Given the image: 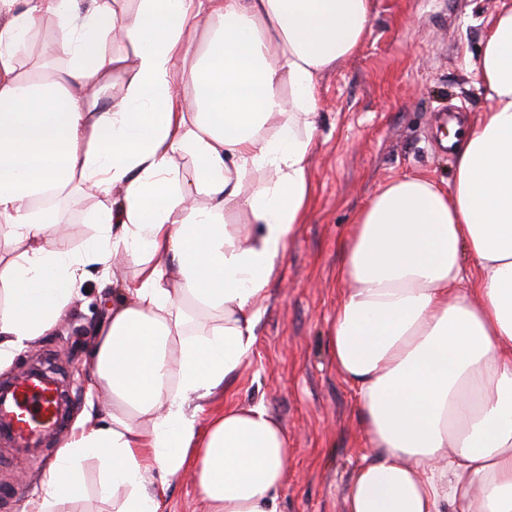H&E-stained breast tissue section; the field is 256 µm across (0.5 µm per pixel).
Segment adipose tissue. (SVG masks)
<instances>
[{"label":"adipose tissue","instance_id":"ef3b65f1","mask_svg":"<svg viewBox=\"0 0 512 512\" xmlns=\"http://www.w3.org/2000/svg\"><path fill=\"white\" fill-rule=\"evenodd\" d=\"M371 0H0V365L53 330L87 267L120 300L89 390L112 401L47 469L35 512H63L96 457L113 512H159L152 472L194 468L210 512H280L288 437L260 404L197 429L251 356L288 239L311 204L324 72L358 49ZM54 20L58 68L22 69ZM471 62L489 105L449 143L452 183L381 187L338 270L329 346L356 389L368 454L346 512H512V0ZM133 65L113 55V36ZM130 69L121 94L112 75ZM190 158L194 178L174 176ZM104 198L72 248L55 202ZM242 214L246 223H229Z\"/></svg>","mask_w":512,"mask_h":512}]
</instances>
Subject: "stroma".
Here are the masks:
<instances>
[{
    "instance_id": "35a3bbf8",
    "label": "stroma",
    "mask_w": 512,
    "mask_h": 512,
    "mask_svg": "<svg viewBox=\"0 0 512 512\" xmlns=\"http://www.w3.org/2000/svg\"><path fill=\"white\" fill-rule=\"evenodd\" d=\"M499 0H372L357 51L321 80L312 202L288 240L262 314L252 356L195 417L205 427L226 404L260 403L288 433V481L281 512H346L351 477L366 452L354 388L334 366L330 321L347 285L337 277L344 246L372 195L394 178L423 175L441 184L454 158L443 151L437 116L475 121L488 106L466 57L477 55ZM98 199L75 196L60 232L74 248L97 232ZM54 332L15 354L6 375L31 360L57 357L69 385L66 424L86 413L105 421L106 393L89 395L86 360L112 304V283L90 272ZM64 445L45 437L34 452L0 437V512H22ZM162 512H208L196 473L167 481Z\"/></svg>"
}]
</instances>
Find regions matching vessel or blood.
Masks as SVG:
<instances>
[{
	"label": "vessel or blood",
	"mask_w": 512,
	"mask_h": 512,
	"mask_svg": "<svg viewBox=\"0 0 512 512\" xmlns=\"http://www.w3.org/2000/svg\"><path fill=\"white\" fill-rule=\"evenodd\" d=\"M0 423L8 424L16 442L24 447L34 445L44 434L62 430L53 383L28 375L1 391Z\"/></svg>",
	"instance_id": "1"
}]
</instances>
